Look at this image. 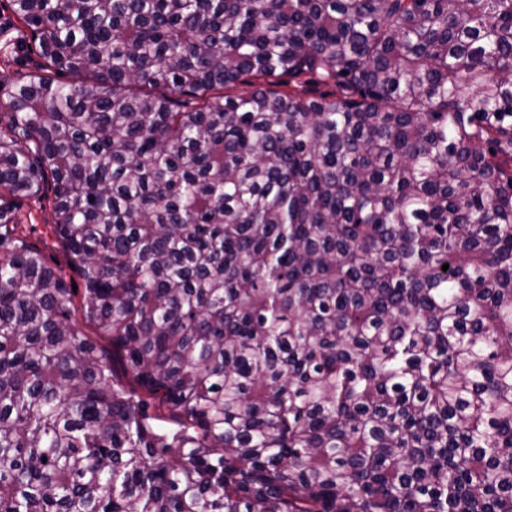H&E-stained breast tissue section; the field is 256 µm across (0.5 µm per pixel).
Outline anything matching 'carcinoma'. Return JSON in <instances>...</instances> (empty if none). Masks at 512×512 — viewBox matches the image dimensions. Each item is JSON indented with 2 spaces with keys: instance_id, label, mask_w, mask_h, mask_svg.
<instances>
[{
  "instance_id": "1",
  "label": "carcinoma",
  "mask_w": 512,
  "mask_h": 512,
  "mask_svg": "<svg viewBox=\"0 0 512 512\" xmlns=\"http://www.w3.org/2000/svg\"><path fill=\"white\" fill-rule=\"evenodd\" d=\"M6 7L0 512H512V0ZM17 26L25 29L9 11L0 8V83L11 82L17 72L35 70L36 63L40 62L34 49L23 50L13 39L17 36ZM10 39H13L15 45L7 49L6 43ZM52 199L51 193L48 196L20 198L16 207L17 216L25 228L26 242L31 247L39 249L47 263L66 276L70 288H73L72 284L77 285L74 300L81 303L84 291L82 279L70 267L69 257L53 233Z\"/></svg>"
}]
</instances>
